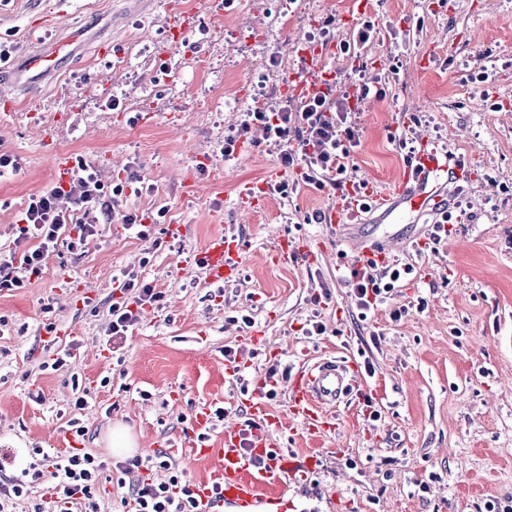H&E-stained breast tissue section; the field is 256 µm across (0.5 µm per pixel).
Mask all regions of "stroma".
I'll return each mask as SVG.
<instances>
[{"label": "stroma", "mask_w": 512, "mask_h": 512, "mask_svg": "<svg viewBox=\"0 0 512 512\" xmlns=\"http://www.w3.org/2000/svg\"><path fill=\"white\" fill-rule=\"evenodd\" d=\"M200 2L0 0L10 64L69 43L58 72L35 86L0 84V98L12 101L0 108V152L20 160L17 173L0 177V246L18 236L29 197L54 182L61 152L97 169L104 185L127 181L117 212L166 211L145 238L112 223L83 248L57 245L38 279L0 292V484L19 477L35 449L83 448L105 463L99 512H136L137 476L113 455L112 426L129 428L137 453L164 452L195 481L208 464L191 453V410L222 409L208 434L218 438L225 425L246 422L242 393L275 364L281 376L267 405L280 425L271 435L300 473L287 512H512V0H446L434 12L428 0H366L361 12L353 0H295L288 13L278 0H233L220 19L202 14L172 43L171 7ZM319 14L332 19L337 42L352 39L361 16L375 22L363 64L380 75L381 92L362 106L353 177L387 182L404 170L394 137L413 116L416 137L465 163V179L448 183L452 224L440 244L428 224L365 225L378 237L399 235L390 256L414 268L366 315L342 277L355 244L304 221L331 205L327 190L300 183L288 197L268 195L260 212L237 210L239 188L268 180L278 150L255 125L246 135L257 144L252 155L219 153L244 98L288 80L273 61ZM107 38L116 53L103 59L97 47ZM162 42L174 68L160 85ZM103 82L121 98L118 109L105 107ZM171 224L184 236L170 237ZM221 232L248 249L238 278L214 285L197 259ZM283 236L309 240L319 263L268 260ZM124 270L141 271L163 306H143L110 353L108 282ZM312 319L323 334L307 335ZM50 325L63 335L48 346ZM228 346L245 363L234 383ZM68 348L72 358L53 366ZM329 355L358 366V392L337 404L336 433L312 437L289 411L288 384ZM76 382L91 396L82 410L71 403Z\"/></svg>", "instance_id": "1"}]
</instances>
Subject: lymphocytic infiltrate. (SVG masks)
Masks as SVG:
<instances>
[{"instance_id": "1", "label": "lymphocytic infiltrate", "mask_w": 512, "mask_h": 512, "mask_svg": "<svg viewBox=\"0 0 512 512\" xmlns=\"http://www.w3.org/2000/svg\"><path fill=\"white\" fill-rule=\"evenodd\" d=\"M375 76L357 69L353 94L312 98L295 107L275 105L263 112H243L237 133L226 135L220 152L224 158L234 156L241 133L252 125L263 127L268 140L281 145L277 161L283 168L302 165L301 177L306 184L328 190L330 195L348 194L353 181L352 153L360 142L357 101L370 93ZM125 191L116 183L111 193H104L96 171L85 162H78L67 184H52L30 196L22 212L20 237L8 253L0 254V291L26 287L31 278L42 273L45 252L66 240L70 249H77L99 225L122 221L128 227L148 233L151 224L160 223L165 210H158L151 222H144L135 213L117 215L116 197ZM69 198L73 209L64 211L60 198ZM410 266L389 263L351 266L346 282L351 286L360 310L371 311L387 299L392 282L411 274ZM389 277V284H379V276ZM123 290L128 299L111 306L113 339L124 338L136 319V308L159 303L162 294L134 273L123 275ZM51 473L33 469L32 479L50 478L52 491L59 503L81 501L84 512H96L95 492L104 464L82 448H74L53 457ZM131 495L137 512H196L191 486L178 475L170 474L168 481L144 480L135 484Z\"/></svg>"}]
</instances>
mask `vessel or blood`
<instances>
[{
	"instance_id": "b4317fda",
	"label": "vessel or blood",
	"mask_w": 512,
	"mask_h": 512,
	"mask_svg": "<svg viewBox=\"0 0 512 512\" xmlns=\"http://www.w3.org/2000/svg\"><path fill=\"white\" fill-rule=\"evenodd\" d=\"M332 43L309 48L300 53V71L295 76L296 98L331 95L336 90L335 75L327 69L328 60L338 52ZM67 54L66 43L46 51L27 53L16 72L8 76L13 85H35L59 67ZM461 160L447 148L419 140L412 167L388 183H367L364 195H349L336 201L323 212V223L346 231L360 224L363 215H371L376 224H398L404 221H440L448 214L449 204L441 189L449 176H460ZM266 188L261 184L245 185L238 194L239 208L257 209L265 204ZM315 261L309 246L290 237L279 241L275 258L288 261L296 256ZM245 257L243 242L234 235L217 233L203 246L199 265L212 284L237 279ZM356 370L351 364L326 359L296 372L289 386L292 414L301 418L307 433L330 429L326 416L329 408L352 394L356 387ZM244 405L253 422L251 430L228 425L215 444L195 449V456L209 460L204 476L192 484L199 512H217L224 503L233 504L238 512H261L265 506L277 504L288 489L297 466L271 436L277 422L272 419L260 391H253Z\"/></svg>"
}]
</instances>
